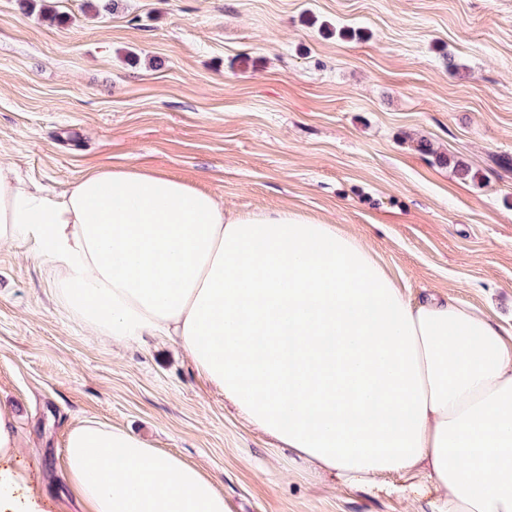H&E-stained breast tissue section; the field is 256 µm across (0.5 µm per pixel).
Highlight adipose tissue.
I'll list each match as a JSON object with an SVG mask.
<instances>
[{"label": "adipose tissue", "mask_w": 512, "mask_h": 512, "mask_svg": "<svg viewBox=\"0 0 512 512\" xmlns=\"http://www.w3.org/2000/svg\"><path fill=\"white\" fill-rule=\"evenodd\" d=\"M30 240L71 317L116 345L167 336L262 434L346 487L512 512V332L454 298L411 301L372 248L288 210L225 209L161 172L108 166L58 196L0 163V242ZM0 512H44L9 467ZM84 512H226L202 468L111 423L67 434Z\"/></svg>", "instance_id": "1"}]
</instances>
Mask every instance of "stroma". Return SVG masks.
<instances>
[{"instance_id":"stroma-1","label":"stroma","mask_w":512,"mask_h":512,"mask_svg":"<svg viewBox=\"0 0 512 512\" xmlns=\"http://www.w3.org/2000/svg\"><path fill=\"white\" fill-rule=\"evenodd\" d=\"M47 4L0 0V162L22 179L58 195L127 164L320 218L411 294L512 325V0ZM33 249L0 244V410L45 512H81L62 461L88 418L204 469L227 512H430L298 469L178 345L91 334Z\"/></svg>"}]
</instances>
